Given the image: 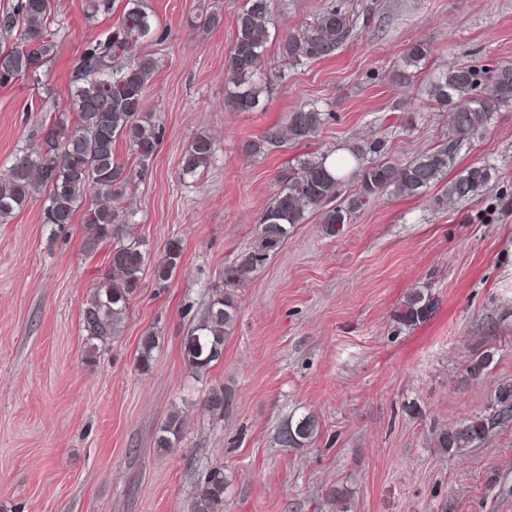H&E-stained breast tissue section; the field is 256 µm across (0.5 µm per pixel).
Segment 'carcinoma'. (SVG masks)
<instances>
[{"label":"carcinoma","mask_w":512,"mask_h":512,"mask_svg":"<svg viewBox=\"0 0 512 512\" xmlns=\"http://www.w3.org/2000/svg\"><path fill=\"white\" fill-rule=\"evenodd\" d=\"M274 0H245L236 19L232 50L225 61L224 83L227 103L238 112H252L266 94L260 74L273 25ZM356 18L341 7L325 8L309 27L287 34L281 53L288 64L303 65L336 52L354 32ZM60 21L52 0H11L0 9V32L15 39V45L0 48V86L8 87L16 74L38 76L55 58L59 47ZM158 32L147 0H125L120 22L110 30L86 38L74 66L66 97L67 109L48 113L41 120L36 141L21 147L11 164L0 173V222L9 220L39 194H45L42 223L59 230L72 223L74 214L84 209L85 249L93 252L109 246V274L100 281L82 310V325L91 344L85 362L97 357L94 341L107 342L124 319L131 297L139 287L147 266L161 284L170 280L182 260V248L171 241L163 255L150 260L146 244L136 235L134 211H119L112 201L125 198L152 164L163 129L143 112V93L152 80L157 61L150 56L133 58L123 64L116 60L134 43ZM428 45H409L397 63L393 80L398 85L412 82ZM428 95L448 104V137L437 146L403 163L386 157L380 140L348 147L353 168L338 175L327 166L328 155L304 153L282 172L278 189L260 215L254 242L236 260L224 267L221 284L211 289L208 305L183 340L187 365L202 374L224 355L238 315L237 290L275 253L288 237L289 229L318 210L326 235L334 237L348 223L349 216L390 190L400 197L413 198L448 180L438 203L445 205L471 199L487 190L494 169L474 163L452 179L460 147L487 131L493 113L512 106V62L487 67L478 63L452 66L431 77ZM326 113L314 104H303L288 113L282 124L268 127L247 144L251 155H259L289 142L303 144L320 132ZM122 141L129 161L118 158L115 145ZM214 154L212 138L200 133L186 150L182 177H193L204 169ZM354 179L356 190L337 202L343 181ZM430 300L419 291L407 297L401 320L413 325L426 318ZM158 337H142L136 369L152 368ZM493 358L473 356L466 373L473 379L489 375ZM231 390L222 386L208 392L205 404L216 418H224L232 405ZM512 420V384L501 383L494 390V403L483 413L437 432L436 445L449 456L472 448L489 433ZM315 418L306 416L290 424L280 434L283 447H295L317 433ZM183 419L172 413L160 427L157 446L173 448L181 439ZM227 479L224 466H213L195 489L193 512H224Z\"/></svg>","instance_id":"carcinoma-1"}]
</instances>
